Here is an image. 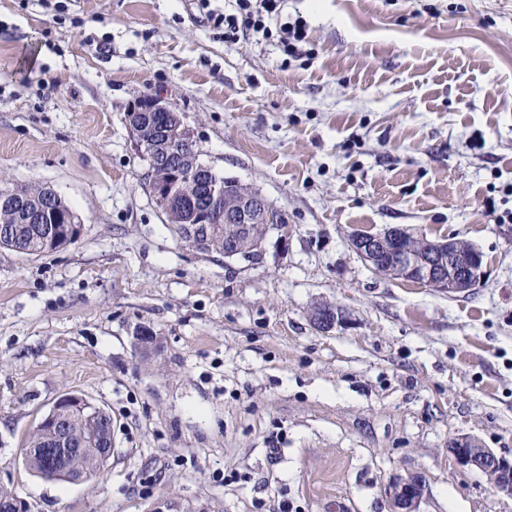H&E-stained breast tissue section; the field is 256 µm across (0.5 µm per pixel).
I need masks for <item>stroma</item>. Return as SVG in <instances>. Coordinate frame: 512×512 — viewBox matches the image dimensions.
I'll return each mask as SVG.
<instances>
[{"label":"stroma","instance_id":"stroma-1","mask_svg":"<svg viewBox=\"0 0 512 512\" xmlns=\"http://www.w3.org/2000/svg\"><path fill=\"white\" fill-rule=\"evenodd\" d=\"M234 0H0V187L53 190L81 236L0 249V486L31 512H512L448 450L512 458V0H287L309 55L231 44ZM173 105L201 159L282 213L254 261L182 240L127 122ZM403 225L483 254L464 295L391 279L350 237ZM347 321L318 330L310 310ZM151 327L154 346L133 334ZM112 416L82 484L21 449L64 393ZM423 491V480L418 475L395 478L386 489L392 506L391 512H417L416 506Z\"/></svg>","mask_w":512,"mask_h":512}]
</instances>
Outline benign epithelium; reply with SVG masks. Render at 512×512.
<instances>
[{"label": "benign epithelium", "instance_id": "obj_1", "mask_svg": "<svg viewBox=\"0 0 512 512\" xmlns=\"http://www.w3.org/2000/svg\"><path fill=\"white\" fill-rule=\"evenodd\" d=\"M166 112L170 116L168 125L158 127L152 124L151 114ZM129 127L136 137L140 149L150 167H159L161 174L149 172V188L155 203L168 214L178 217L172 223L181 225V233L195 248L203 249V240L213 224H236L242 234L250 237L256 229H261L256 249H261L266 238L273 232L285 236V219L273 216L266 205L251 194H240L239 199L224 206L227 186L211 170L196 166V143L184 126L176 110L158 96L139 99L127 110ZM181 144L188 149L186 161L168 165L163 162L160 147ZM197 183L209 197L207 207L197 206L186 193L187 184ZM0 207H11L23 213V219L30 223L34 216L25 211V199L16 188L0 189ZM40 221L49 224L48 238L53 242L77 240L82 225L75 219L63 218L52 210L44 209ZM411 233L404 227L388 226L377 234L358 233L352 238V246L363 262L375 269H383L384 276L404 279L425 285H434L448 291V294L468 293L482 278L483 263L477 249L462 254L458 241L449 239L434 241L422 252L406 246L395 248L398 240H405ZM311 320L315 327L329 332L342 324L344 313L333 306L312 310ZM66 406L74 413L87 418L97 417L104 409L86 397L77 394L60 396L51 409L38 421L37 429L44 436L45 448H28L23 458L35 453L42 456L46 475L65 479L70 484H80L90 480L92 470H76L70 466V458L77 454L89 453L93 456L96 469L100 470L112 456L114 442L98 433L75 437L68 421L57 416V410ZM450 453L455 461L487 474L494 488L512 497V458L499 456L489 448H484L469 437L454 439ZM423 480L418 475L396 478L386 489L390 499L391 512H416V506L423 495Z\"/></svg>", "mask_w": 512, "mask_h": 512}]
</instances>
